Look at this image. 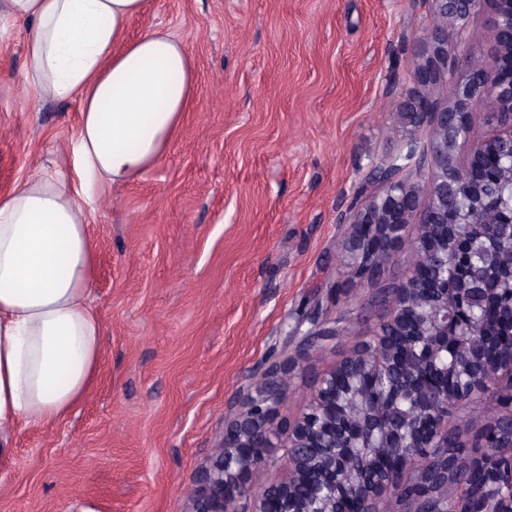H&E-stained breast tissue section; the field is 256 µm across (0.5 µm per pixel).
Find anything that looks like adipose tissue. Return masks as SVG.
<instances>
[{"label": "adipose tissue", "instance_id": "1", "mask_svg": "<svg viewBox=\"0 0 512 512\" xmlns=\"http://www.w3.org/2000/svg\"><path fill=\"white\" fill-rule=\"evenodd\" d=\"M143 0H0L28 27L25 81L81 102L76 160L38 168L0 193V453L19 426H51L88 394L102 344L83 184L120 185L165 155L192 100L183 44L148 30L127 40Z\"/></svg>", "mask_w": 512, "mask_h": 512}]
</instances>
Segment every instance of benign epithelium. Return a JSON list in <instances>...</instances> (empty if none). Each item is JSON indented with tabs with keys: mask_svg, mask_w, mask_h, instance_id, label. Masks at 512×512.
<instances>
[{
	"mask_svg": "<svg viewBox=\"0 0 512 512\" xmlns=\"http://www.w3.org/2000/svg\"><path fill=\"white\" fill-rule=\"evenodd\" d=\"M496 8L488 19L490 51L480 63H459L452 56L448 27L462 26L484 3ZM436 24L426 32V50L416 63L413 87L403 110L414 126L432 129L423 148L418 138L407 155L422 153L432 168L429 200L395 155L375 165L368 181L374 192L354 209L345 249L360 276L379 275L390 252L375 251L363 232L366 224L378 238L409 246L413 263L436 249L451 251L460 287L448 297V277L420 285L410 268L399 288L387 290L389 316L372 342L358 347L321 374L308 408L285 426L276 423L282 398L278 375L288 359L266 370V382L247 400L245 411L226 425L224 442L199 475L191 496V512H229L240 497H252L255 512H512V346L500 348L492 360L484 347L496 340L481 336L463 353L453 372L462 385L447 383L428 389L422 379L437 371L436 355L456 344L448 335L463 304L490 295L473 288V246L460 245L456 222L448 219V203L474 191L470 164L458 162L491 149L498 176L512 182V0H432ZM491 107L492 133L473 135L478 104ZM414 224V238L406 229ZM286 344L299 354L336 337V326L312 311L285 332ZM364 375L384 379L390 397L375 400L362 385L337 407L336 381ZM509 395L503 409L488 420L472 442L461 440L448 406L478 403L488 397V383ZM285 449L287 464L277 481L255 489L248 477L267 462L266 450Z\"/></svg>",
	"mask_w": 512,
	"mask_h": 512,
	"instance_id": "1",
	"label": "benign epithelium"
}]
</instances>
